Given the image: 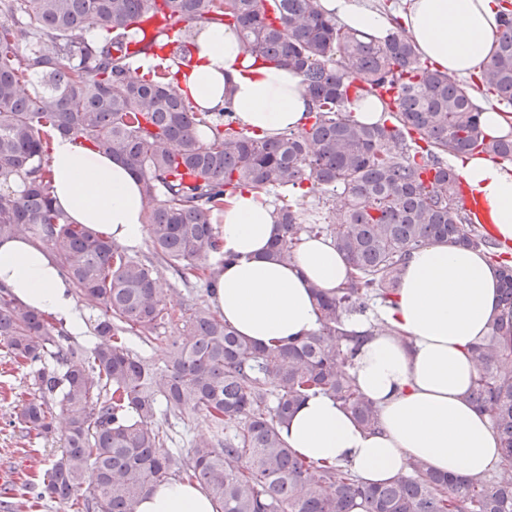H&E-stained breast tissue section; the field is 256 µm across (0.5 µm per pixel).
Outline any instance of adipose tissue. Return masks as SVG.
<instances>
[{
    "label": "adipose tissue",
    "instance_id": "ef3b65f1",
    "mask_svg": "<svg viewBox=\"0 0 512 512\" xmlns=\"http://www.w3.org/2000/svg\"><path fill=\"white\" fill-rule=\"evenodd\" d=\"M348 28L378 37L391 27L388 12L355 0H320ZM499 0H408L403 15L418 53L456 76L479 72L498 38ZM178 88L206 110L232 101L242 126L261 135L299 130L312 102L298 75L285 67L251 65L238 35L224 25L199 28L193 66ZM458 173L482 204L494 235L512 243V166L481 153L462 156ZM51 169L55 204L70 221L84 224L126 249L146 234L140 185L129 167L89 150L71 136H56ZM220 251L213 305L249 342L271 346L319 328L313 287L333 293L352 267L321 236L304 235L291 262L270 255L280 228L261 191L246 189L214 214ZM0 284L27 308L53 318L72 334L85 319L70 283L52 254L28 238L0 240ZM497 264L483 250L435 243L414 252L403 267L394 303L382 310L385 329L349 321L364 334L351 373L374 402L379 424L368 430L325 394L300 403L282 429L288 447L312 461L347 467L375 483L404 473L421 459L437 472L480 478L501 459L499 438L487 414L467 396L475 379L469 348L500 313ZM137 512H219L203 489L179 480L154 485Z\"/></svg>",
    "mask_w": 512,
    "mask_h": 512
}]
</instances>
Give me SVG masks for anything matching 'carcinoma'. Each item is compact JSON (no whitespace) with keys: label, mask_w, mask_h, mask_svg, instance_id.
<instances>
[{"label":"carcinoma","mask_w":512,"mask_h":512,"mask_svg":"<svg viewBox=\"0 0 512 512\" xmlns=\"http://www.w3.org/2000/svg\"><path fill=\"white\" fill-rule=\"evenodd\" d=\"M490 63L472 77L512 110V9L499 13ZM239 30L244 55L287 66L313 107L298 131L259 136L240 126L231 100L201 110L172 81L193 58L192 30ZM152 57L145 76L133 65ZM396 90L393 96L390 90ZM368 96L382 121L353 119ZM469 86L421 59L401 25L384 39L340 25L319 0H0V238L31 236L96 312L91 350L63 347V329L0 286V345L29 367L38 395L11 421L47 438L66 417L64 448L32 484L77 512H136L154 484L177 477L203 486L221 512H512V263L498 261L501 316L470 348L468 399L490 417L501 469L490 480L442 474L419 459L367 485L349 470L308 461L281 435L311 393L332 397L366 429L374 403L350 366L360 335L349 316L375 297L393 304L402 268L437 242L496 247L470 222L460 177L444 156L477 149L512 160V137H485ZM57 134L127 164L140 182L153 258L136 260L109 238L71 224L53 205L50 155ZM21 178L22 188L10 181ZM251 188L306 196L331 213L307 223L278 208L272 255L292 258L302 234L329 232L354 269L329 296L312 335L275 347L242 339L207 307L190 308L162 363L133 352L128 333L152 339L170 318L154 260L194 273L212 295L220 254L215 210ZM190 415L212 429L181 464L165 448L160 417Z\"/></svg>","instance_id":"carcinoma-1"}]
</instances>
